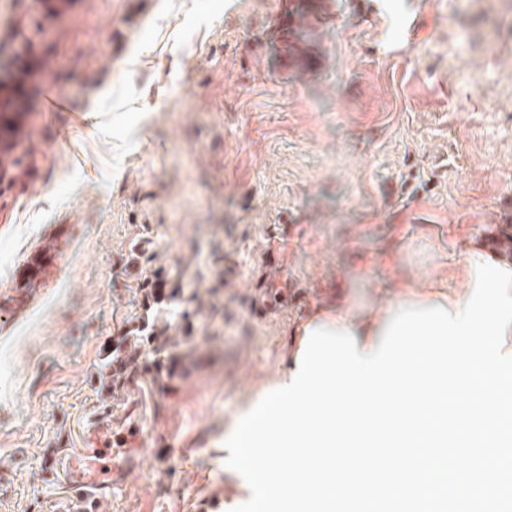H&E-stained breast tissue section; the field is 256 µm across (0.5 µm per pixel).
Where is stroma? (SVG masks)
Segmentation results:
<instances>
[{
    "label": "stroma",
    "mask_w": 512,
    "mask_h": 512,
    "mask_svg": "<svg viewBox=\"0 0 512 512\" xmlns=\"http://www.w3.org/2000/svg\"><path fill=\"white\" fill-rule=\"evenodd\" d=\"M511 9L326 0L294 63L285 0H0V100L32 74L0 166V512H224L244 482L224 440L299 320L344 291L378 307L449 277L468 236L512 233ZM45 75L68 110H44ZM157 271L180 290L147 308ZM123 335L140 367L102 382ZM132 403L141 429L110 434L145 435L125 491L48 475Z\"/></svg>",
    "instance_id": "obj_1"
}]
</instances>
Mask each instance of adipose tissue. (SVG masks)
I'll use <instances>...</instances> for the list:
<instances>
[{
	"label": "adipose tissue",
	"mask_w": 512,
	"mask_h": 512,
	"mask_svg": "<svg viewBox=\"0 0 512 512\" xmlns=\"http://www.w3.org/2000/svg\"><path fill=\"white\" fill-rule=\"evenodd\" d=\"M475 259L480 261L491 259L499 262L504 268L512 270V257L489 247L485 240L471 239L467 250L453 271L454 277L464 281L466 289L474 284L475 276L471 262ZM466 289L461 292L447 287L444 281L432 280L421 286H408L399 300L375 310L357 307L347 302L333 308L323 307L307 317L305 322L299 323L294 333L301 337L304 336L307 327L321 324L331 329L347 330L355 336L358 350L368 354L380 344L383 332L399 305L414 304L420 307H431L440 304L450 312L456 313L465 306L468 298Z\"/></svg>",
	"instance_id": "ef3b65f1"
}]
</instances>
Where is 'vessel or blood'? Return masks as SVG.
Returning a JSON list of instances; mask_svg holds the SVG:
<instances>
[{
  "label": "vessel or blood",
  "mask_w": 512,
  "mask_h": 512,
  "mask_svg": "<svg viewBox=\"0 0 512 512\" xmlns=\"http://www.w3.org/2000/svg\"><path fill=\"white\" fill-rule=\"evenodd\" d=\"M140 463L139 451L135 448H89L77 455L60 450L54 468L71 492L81 495L105 489L122 487L127 472Z\"/></svg>",
  "instance_id": "1"
}]
</instances>
